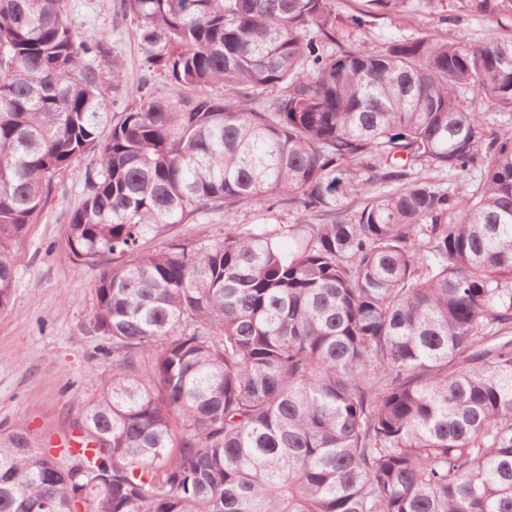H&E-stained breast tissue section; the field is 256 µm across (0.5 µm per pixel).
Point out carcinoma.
I'll return each mask as SVG.
<instances>
[{
    "label": "carcinoma",
    "mask_w": 512,
    "mask_h": 512,
    "mask_svg": "<svg viewBox=\"0 0 512 512\" xmlns=\"http://www.w3.org/2000/svg\"><path fill=\"white\" fill-rule=\"evenodd\" d=\"M365 2L118 0L145 73L114 113L109 36L0 0V310L12 243L91 156L54 248L104 265L112 344L82 452L0 434V512H512V133L488 121L512 119V0H461L477 43L377 50L354 35L406 0ZM367 183L393 189L351 207ZM239 203L295 223L146 248Z\"/></svg>",
    "instance_id": "cac0c4a2"
}]
</instances>
